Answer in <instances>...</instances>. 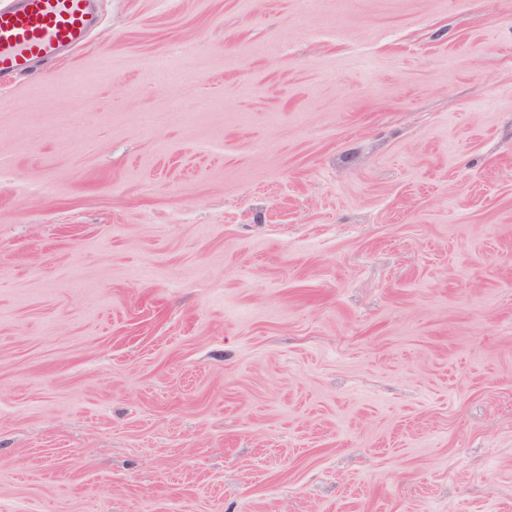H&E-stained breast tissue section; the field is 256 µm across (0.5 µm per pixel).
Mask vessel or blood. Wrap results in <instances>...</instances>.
I'll list each match as a JSON object with an SVG mask.
<instances>
[{"label": "vessel or blood", "mask_w": 512, "mask_h": 512, "mask_svg": "<svg viewBox=\"0 0 512 512\" xmlns=\"http://www.w3.org/2000/svg\"><path fill=\"white\" fill-rule=\"evenodd\" d=\"M89 0H19L0 9V76H21L84 42L91 26Z\"/></svg>", "instance_id": "obj_1"}]
</instances>
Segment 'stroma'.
Instances as JSON below:
<instances>
[{"mask_svg":"<svg viewBox=\"0 0 512 512\" xmlns=\"http://www.w3.org/2000/svg\"><path fill=\"white\" fill-rule=\"evenodd\" d=\"M93 2L0 82V512H512V0Z\"/></svg>","mask_w":512,"mask_h":512,"instance_id":"stroma-1","label":"stroma"}]
</instances>
